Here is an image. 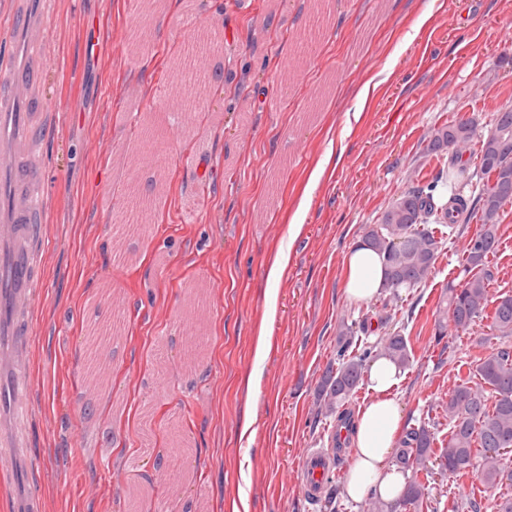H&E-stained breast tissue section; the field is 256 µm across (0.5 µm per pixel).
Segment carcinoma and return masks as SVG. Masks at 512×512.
I'll return each mask as SVG.
<instances>
[{"instance_id":"carcinoma-1","label":"carcinoma","mask_w":512,"mask_h":512,"mask_svg":"<svg viewBox=\"0 0 512 512\" xmlns=\"http://www.w3.org/2000/svg\"><path fill=\"white\" fill-rule=\"evenodd\" d=\"M480 149L471 152L475 157L474 170L451 158L448 168H439L423 183L403 193L406 216L403 223H389L383 215L380 223L365 231L364 242L385 255L386 275L383 288L395 298L400 291L412 290L425 284L445 245L446 236L430 228L439 224L452 233L460 224L477 221L465 251L467 276L460 285L449 284L436 306L432 336L441 341L448 326L458 333H469L483 320L490 321L489 339L495 347L478 360L475 379L463 380L448 391L443 404V418L448 420V444L434 447L436 424L421 422L406 428L395 448L396 462L406 472L401 495L385 501L372 494L367 512H435L428 479L429 467L440 474L462 477L473 474L481 483L498 491L493 500L494 512H512V293L490 291L494 274L489 268L490 257L499 247L501 225L488 224L485 219L496 204V188L489 184L491 170L507 166L512 174V108L494 114L487 133L477 134L473 120L460 119L445 123L434 130L426 144L428 154L443 161L448 152L456 151L471 142ZM112 317L104 316V304L94 307L85 328L86 378L84 389L76 402L82 410L90 407V381L99 370L94 359L100 337L98 328L111 324ZM336 363L327 366L317 386V397L327 416L351 431V417L346 404L364 379L370 363L380 357L404 370L413 362L406 337L399 331L389 332L375 343H363L352 354L353 327H339Z\"/></svg>"}]
</instances>
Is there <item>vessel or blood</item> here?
I'll return each mask as SVG.
<instances>
[{"mask_svg":"<svg viewBox=\"0 0 512 512\" xmlns=\"http://www.w3.org/2000/svg\"><path fill=\"white\" fill-rule=\"evenodd\" d=\"M55 0H0V492L9 512H42L29 456L28 382L32 325L44 280V245L51 219L45 144L56 128L45 79L55 68L49 43ZM335 454L304 453L294 479L318 502L336 478Z\"/></svg>","mask_w":512,"mask_h":512,"instance_id":"obj_1","label":"vessel or blood"}]
</instances>
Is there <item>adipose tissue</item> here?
<instances>
[{"label": "adipose tissue", "mask_w": 512, "mask_h": 512, "mask_svg": "<svg viewBox=\"0 0 512 512\" xmlns=\"http://www.w3.org/2000/svg\"><path fill=\"white\" fill-rule=\"evenodd\" d=\"M343 267L346 298L355 303L371 301L383 284L382 256L359 245L346 254ZM399 375L395 365L384 358L376 359L368 370L371 397L355 417L354 457L346 473L345 489L352 500H361L373 490L390 500L403 489L404 478L391 462L402 423V405L394 393Z\"/></svg>", "instance_id": "adipose-tissue-1"}]
</instances>
